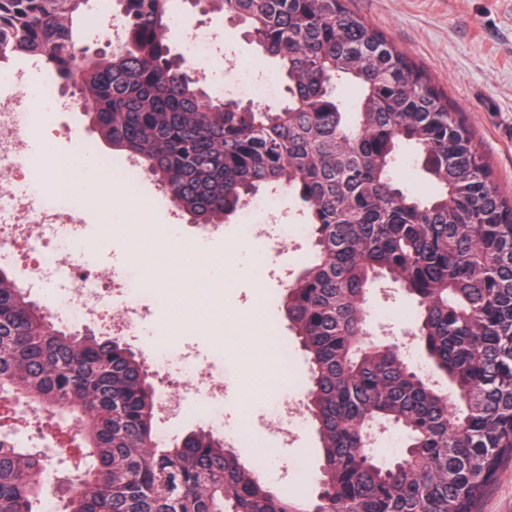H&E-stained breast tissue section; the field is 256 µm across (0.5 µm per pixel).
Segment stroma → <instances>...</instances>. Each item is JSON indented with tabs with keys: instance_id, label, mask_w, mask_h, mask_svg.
I'll use <instances>...</instances> for the list:
<instances>
[{
	"instance_id": "stroma-1",
	"label": "stroma",
	"mask_w": 512,
	"mask_h": 512,
	"mask_svg": "<svg viewBox=\"0 0 512 512\" xmlns=\"http://www.w3.org/2000/svg\"><path fill=\"white\" fill-rule=\"evenodd\" d=\"M350 7L372 25L388 33L406 50L443 90L449 103L470 129L478 152L487 160L499 189L512 195V0H348ZM177 21L167 31L172 53L185 51L189 33L205 30L218 37L215 49L207 50L203 60L211 75L202 86L216 93L224 83L229 63L275 74L276 65L244 36L241 23L227 16L200 14L190 5L176 8ZM44 124L51 128V140L35 135L30 150L49 144L60 154L84 146L88 157L109 159L106 174L115 176L133 166L127 155L113 151L91 132L82 113L70 97L60 99V109ZM134 197L143 199V212L155 225L176 224L187 247L204 241L208 256L223 254L225 247L240 246L238 279L234 288L220 290L215 299L234 315L243 316L262 309L277 328L288 349L291 376H275L272 383L248 389L235 380L241 362L222 355L220 349L199 335L194 327L183 329L180 350L210 365L223 380L224 427L243 433L250 441L240 450L253 459L255 448L267 449L268 460L280 467L273 488L281 495L295 497L313 494L319 467V442L313 427L294 436L275 434V416L267 402L271 396L305 398L310 384V369L299 340L288 329L284 318L283 294L290 279L296 278L313 256L311 240L295 244L288 254L278 253L273 241L256 238L238 241V218L222 224H195L188 214L177 210L158 184L145 173H137ZM85 236L93 245L92 264L103 280L124 283L128 267L141 263L131 238L140 226L139 215L125 213L121 228H113L109 218L90 205H81ZM142 212V213H143ZM368 305L373 314L374 335L399 343L414 341L415 306L397 286L379 283L371 288Z\"/></svg>"
}]
</instances>
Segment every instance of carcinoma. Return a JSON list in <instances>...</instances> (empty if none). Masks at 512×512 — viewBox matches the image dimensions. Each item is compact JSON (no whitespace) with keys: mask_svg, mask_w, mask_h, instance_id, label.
<instances>
[{"mask_svg":"<svg viewBox=\"0 0 512 512\" xmlns=\"http://www.w3.org/2000/svg\"><path fill=\"white\" fill-rule=\"evenodd\" d=\"M89 0H0V67L35 59L63 81L98 136L196 224H222L260 188L302 204L313 259L287 288L288 329L310 366L306 412L320 444L319 493L338 512H476L512 462V196L424 69L345 0H201L245 22L278 63L276 109L224 97L202 109L190 66L170 60V0H113L120 46L79 57ZM349 86L352 102L339 90ZM413 149L433 187L396 176ZM417 303L427 377L402 349L364 343L372 284ZM0 266V401L75 419L91 464L63 512H310L275 494L224 438L156 437L145 360L119 336L60 328ZM403 436L395 463L369 453L374 425ZM50 449L0 440V512H41Z\"/></svg>","mask_w":512,"mask_h":512,"instance_id":"carcinoma-1","label":"carcinoma"}]
</instances>
